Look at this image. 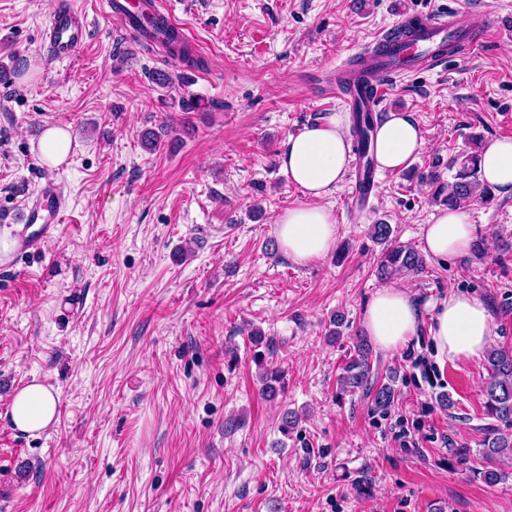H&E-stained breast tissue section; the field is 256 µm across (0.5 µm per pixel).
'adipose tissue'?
I'll use <instances>...</instances> for the list:
<instances>
[{
	"instance_id": "ef3b65f1",
	"label": "adipose tissue",
	"mask_w": 512,
	"mask_h": 512,
	"mask_svg": "<svg viewBox=\"0 0 512 512\" xmlns=\"http://www.w3.org/2000/svg\"><path fill=\"white\" fill-rule=\"evenodd\" d=\"M347 113L336 112L288 137L278 157L280 168L299 188L303 200L278 214L277 236L285 255L304 263L327 256L335 247L338 227L332 210L323 201L335 192L349 166ZM424 146L421 130L405 113H393L377 128L375 160L380 169L400 171ZM481 183L501 194H512V139L488 143L479 162ZM478 228L459 209L442 210L426 225L422 247L432 257L467 255ZM430 328L438 359L475 360L492 341L491 313L479 296L449 291L434 307ZM420 310L410 293L399 287L379 290L363 311L369 336L383 350L405 345L417 332ZM58 399L43 383L34 380L15 393L10 419L15 429L35 434L56 420Z\"/></svg>"
}]
</instances>
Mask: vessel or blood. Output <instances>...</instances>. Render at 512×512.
I'll use <instances>...</instances> for the list:
<instances>
[{
    "instance_id": "obj_1",
    "label": "vessel or blood",
    "mask_w": 512,
    "mask_h": 512,
    "mask_svg": "<svg viewBox=\"0 0 512 512\" xmlns=\"http://www.w3.org/2000/svg\"><path fill=\"white\" fill-rule=\"evenodd\" d=\"M399 24L408 31L406 47L389 44L384 35H377L364 48L366 74H351L350 91H337L336 97L347 106H363L365 111H376L385 98L392 79L434 69L442 65L448 54V44L463 45L473 50L492 33L491 26L470 29L460 26L450 16L433 12H405ZM89 37V22L81 10L69 5L58 6L50 15L41 32V40L48 47L52 60L72 61L84 48ZM376 166L373 159L356 156L351 204L366 209L376 187ZM65 211L61 192L43 194L41 200L29 204L18 212L15 221L20 225L36 224L38 234L18 240L19 253L41 251L47 239L61 223Z\"/></svg>"
}]
</instances>
